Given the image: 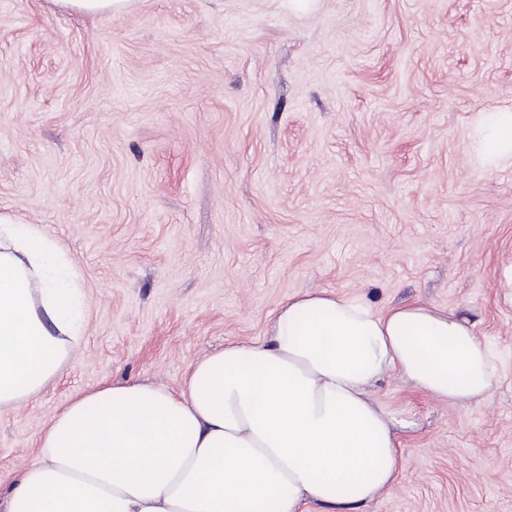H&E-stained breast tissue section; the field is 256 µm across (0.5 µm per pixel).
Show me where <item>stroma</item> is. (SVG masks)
<instances>
[{"mask_svg":"<svg viewBox=\"0 0 512 512\" xmlns=\"http://www.w3.org/2000/svg\"><path fill=\"white\" fill-rule=\"evenodd\" d=\"M512 107V0H135L93 17L0 0V213L82 276L75 350L0 413V490L74 394L177 388L262 339L292 296L453 310L501 380L450 408L376 387L406 460L354 512H512V166L477 161Z\"/></svg>","mask_w":512,"mask_h":512,"instance_id":"stroma-1","label":"stroma"}]
</instances>
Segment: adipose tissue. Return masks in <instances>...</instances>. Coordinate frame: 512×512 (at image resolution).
I'll return each mask as SVG.
<instances>
[{"label": "adipose tissue", "mask_w": 512, "mask_h": 512, "mask_svg": "<svg viewBox=\"0 0 512 512\" xmlns=\"http://www.w3.org/2000/svg\"><path fill=\"white\" fill-rule=\"evenodd\" d=\"M484 161L512 163V109L480 122ZM80 282L57 242L0 213V412L39 397L80 334ZM398 374L439 403L481 404L496 352L454 311L373 309L306 292L266 336L195 361L179 389L125 381L72 397L12 482L7 512H308L373 500L404 460L373 396Z\"/></svg>", "instance_id": "adipose-tissue-1"}]
</instances>
